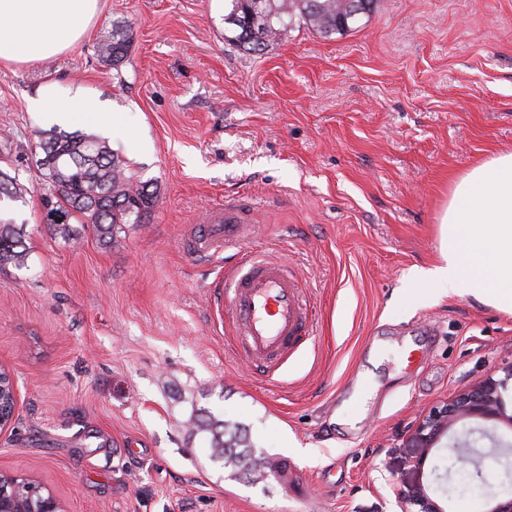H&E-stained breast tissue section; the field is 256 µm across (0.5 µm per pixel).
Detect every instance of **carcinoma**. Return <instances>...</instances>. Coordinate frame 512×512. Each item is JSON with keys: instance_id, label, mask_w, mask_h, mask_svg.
I'll return each instance as SVG.
<instances>
[{"instance_id": "1", "label": "carcinoma", "mask_w": 512, "mask_h": 512, "mask_svg": "<svg viewBox=\"0 0 512 512\" xmlns=\"http://www.w3.org/2000/svg\"><path fill=\"white\" fill-rule=\"evenodd\" d=\"M375 0H267L268 24H250V0H225V22L233 26L229 42L259 53L268 42L292 25L303 21L324 36L346 32L372 12ZM132 44V29L125 21L112 28L95 44L99 60L114 69L126 58ZM39 149L48 162L38 167L43 201L63 212L68 222L52 225L53 234L65 243L78 241L72 222L91 225L98 240L107 245L131 224L143 223L152 213L160 189L136 180L127 162L109 143L89 134L40 133ZM28 193L16 177L0 172V199L16 201ZM26 231L0 208V270L20 268L27 261ZM191 432L210 436L215 462L231 465L259 477L275 469L264 453L249 443L244 429L215 418L191 417Z\"/></svg>"}]
</instances>
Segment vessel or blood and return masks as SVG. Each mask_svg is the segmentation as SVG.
Instances as JSON below:
<instances>
[{"mask_svg": "<svg viewBox=\"0 0 512 512\" xmlns=\"http://www.w3.org/2000/svg\"><path fill=\"white\" fill-rule=\"evenodd\" d=\"M252 202L236 200L211 212L192 240L201 253L218 252L243 241L255 220ZM231 317L236 346L252 362L275 371L311 336L304 289L275 258L243 255L226 267L214 285Z\"/></svg>", "mask_w": 512, "mask_h": 512, "instance_id": "b4317fda", "label": "vessel or blood"}]
</instances>
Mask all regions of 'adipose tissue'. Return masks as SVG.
Returning a JSON list of instances; mask_svg holds the SVG:
<instances>
[{"mask_svg":"<svg viewBox=\"0 0 512 512\" xmlns=\"http://www.w3.org/2000/svg\"><path fill=\"white\" fill-rule=\"evenodd\" d=\"M100 0H0V61L34 64L83 38ZM38 110L100 123L97 99L77 94L65 105L50 90ZM441 261L417 270L421 288H464L474 299L512 314V152L472 167L451 185L438 215Z\"/></svg>","mask_w":512,"mask_h":512,"instance_id":"1","label":"adipose tissue"}]
</instances>
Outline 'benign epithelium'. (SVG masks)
Returning <instances> with one entry per match:
<instances>
[{"mask_svg":"<svg viewBox=\"0 0 512 512\" xmlns=\"http://www.w3.org/2000/svg\"><path fill=\"white\" fill-rule=\"evenodd\" d=\"M512 385V368L502 378L487 376L469 388L457 393L451 400L441 401L423 413L409 438L408 447L419 448L421 453L412 460L415 470H424L432 448L460 423L477 422L464 436L452 442L448 451L460 469H471L476 474L491 507L487 512H512V496L501 499L487 479L489 462H500L512 454V413L506 412L505 393ZM505 425L509 433L497 431L496 424ZM403 503L414 507L413 512H446L419 484L404 497Z\"/></svg>","mask_w":512,"mask_h":512,"instance_id":"7a95c632","label":"benign epithelium"}]
</instances>
